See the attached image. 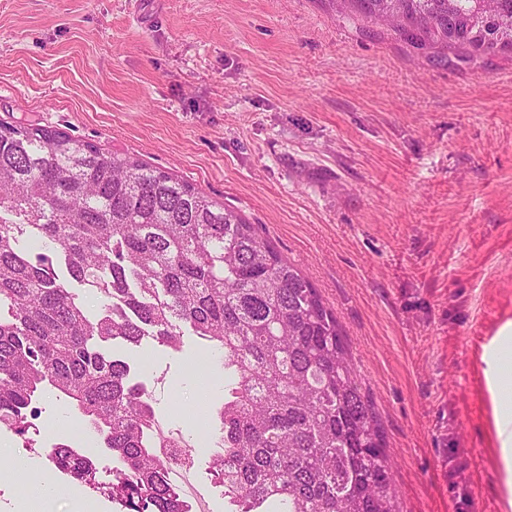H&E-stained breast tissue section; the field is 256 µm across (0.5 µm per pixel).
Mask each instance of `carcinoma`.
<instances>
[{"instance_id": "1", "label": "carcinoma", "mask_w": 512, "mask_h": 512, "mask_svg": "<svg viewBox=\"0 0 512 512\" xmlns=\"http://www.w3.org/2000/svg\"><path fill=\"white\" fill-rule=\"evenodd\" d=\"M343 2L424 45L512 51V0ZM1 304L0 426L27 433L35 393H62L120 465L129 507L186 512L154 453L151 395L99 343L176 348L186 329L224 353L213 469L231 512H396L335 314L254 225L192 185L58 130L1 132ZM51 461L91 483V457L59 443Z\"/></svg>"}]
</instances>
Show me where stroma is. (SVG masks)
<instances>
[{"mask_svg":"<svg viewBox=\"0 0 512 512\" xmlns=\"http://www.w3.org/2000/svg\"><path fill=\"white\" fill-rule=\"evenodd\" d=\"M35 124L129 154L239 212L331 308L395 461L399 512H512L482 357L512 321V53L465 59L336 0H0V131ZM107 345L164 430L205 443L224 359ZM66 397L0 427V512H125L50 466L111 464ZM50 478L58 496L34 494ZM51 452V461L58 471L87 485H90L91 479L97 481L96 474L99 469L93 475L96 467L90 456L79 453L75 448L63 443L55 444Z\"/></svg>","mask_w":512,"mask_h":512,"instance_id":"stroma-1","label":"stroma"}]
</instances>
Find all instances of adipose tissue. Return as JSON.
Masks as SVG:
<instances>
[{
  "mask_svg": "<svg viewBox=\"0 0 512 512\" xmlns=\"http://www.w3.org/2000/svg\"><path fill=\"white\" fill-rule=\"evenodd\" d=\"M487 382L496 399L495 426L504 471V485L512 497V323H506L486 349Z\"/></svg>",
  "mask_w": 512,
  "mask_h": 512,
  "instance_id": "ef3b65f1",
  "label": "adipose tissue"
}]
</instances>
